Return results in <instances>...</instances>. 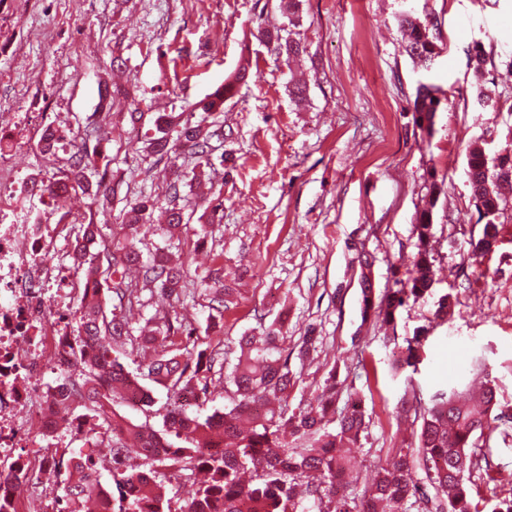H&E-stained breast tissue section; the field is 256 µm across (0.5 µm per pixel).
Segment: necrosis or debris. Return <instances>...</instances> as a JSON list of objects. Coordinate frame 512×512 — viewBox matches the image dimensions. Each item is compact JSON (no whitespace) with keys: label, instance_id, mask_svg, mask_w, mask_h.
Wrapping results in <instances>:
<instances>
[{"label":"necrosis or debris","instance_id":"obj_1","mask_svg":"<svg viewBox=\"0 0 512 512\" xmlns=\"http://www.w3.org/2000/svg\"><path fill=\"white\" fill-rule=\"evenodd\" d=\"M62 227L0 222V512H28L18 486H39L53 468L49 451L83 431L77 406L60 416L56 389L45 380L72 334L70 295L79 284L56 254ZM66 427H59V418Z\"/></svg>","mask_w":512,"mask_h":512}]
</instances>
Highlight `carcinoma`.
Wrapping results in <instances>:
<instances>
[{
  "instance_id": "obj_1",
  "label": "carcinoma",
  "mask_w": 512,
  "mask_h": 512,
  "mask_svg": "<svg viewBox=\"0 0 512 512\" xmlns=\"http://www.w3.org/2000/svg\"><path fill=\"white\" fill-rule=\"evenodd\" d=\"M398 22L406 53L421 67H429L441 53L437 21L405 12ZM262 35L281 55L290 57L301 49V41L290 30ZM471 61L477 104L495 106V91L484 80L480 46L473 48ZM244 77L241 73L224 82L198 114L157 117L158 135L147 139L149 153L159 161H175L166 201L151 194L136 196L110 241L96 224L69 222L68 238L78 245L73 250L77 274L87 291L77 299V336L68 358L71 372L58 404L81 405L91 431L112 425L109 455L112 486L117 491L112 512H481L471 492L477 462L470 448L491 424L512 423V408L501 403L497 387L490 382L472 396L441 392L427 403L413 391L404 393L399 415L419 428L412 430L406 447L373 465L361 488L352 489L345 476L354 462L344 449L356 444L367 428L361 403L353 400L336 411L340 390L332 374L313 402L288 411V398L299 386L290 359L315 347L313 329L291 347L279 319L265 326L259 336L239 337L236 362L225 378L230 404L222 412L207 415L203 406L224 340L193 336L185 318L176 314L155 320L148 334L133 335L127 312L144 289L157 290L175 304L188 297L200 298L206 301L213 321L221 318L234 298L235 289L224 280L223 265L216 262L202 275L189 274L192 255L208 243L216 220L212 216L207 223L192 227L176 201L187 185V175L199 179L205 175L204 168L211 166L212 140L224 133L209 118L223 109L224 99L234 95L237 82ZM441 103L432 87L419 85L413 108L426 129H432ZM97 155V149L82 145L67 168L40 186V193L64 203L71 192L92 188L95 196L108 199L110 188L104 179L90 181L97 171ZM181 157L192 165L191 172L176 164ZM467 166L475 205L486 219L474 248L487 254L498 243L495 220L508 206L497 186L512 182V154L493 161L474 145L469 148ZM444 185L434 180L428 186V206L415 217L416 260L406 278L395 281L396 288L376 293L367 273L371 263L362 264L363 319L373 316L389 324L407 300L416 301L431 290L433 209L444 194ZM161 208L166 223L155 225L151 217ZM158 229L165 232L164 246L143 256L138 243ZM455 306L453 294L441 296L434 319L448 320ZM136 338L154 347L147 376L170 394L160 430L115 409L107 412V406L117 401L143 407L152 404L146 387L114 355V347ZM424 340L419 334L408 339L393 369L417 368ZM188 391L194 395V411L182 404V395ZM156 448L165 449L164 454H155ZM133 450L142 458L135 468L128 464ZM65 469L62 512H85L87 504L96 502L102 475L84 473L81 455L67 460ZM199 472L205 480L196 486L190 501L173 505L164 481L189 479Z\"/></svg>"
}]
</instances>
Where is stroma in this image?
I'll list each match as a JSON object with an SVG mask.
<instances>
[{
    "label": "stroma",
    "instance_id": "obj_1",
    "mask_svg": "<svg viewBox=\"0 0 512 512\" xmlns=\"http://www.w3.org/2000/svg\"><path fill=\"white\" fill-rule=\"evenodd\" d=\"M282 2L0 0V125L12 132L7 155L23 178H49L68 166L86 130L106 131L98 172L116 185L115 197L105 208L83 194L66 205L108 230L126 198L165 195L171 179L169 160L147 155L138 134L154 135L158 114L194 109L247 68L217 118L224 137L205 175L211 190H181L189 224L224 207L214 244L195 264L206 268L219 255L236 279V302L220 323L226 353L277 318L295 339L316 326L315 349L291 362L300 383L288 404L313 398L331 374L342 394L359 397L369 421L356 452L363 476L408 436L396 418L405 390L427 400L490 379L512 403V208L497 219L496 251L474 253L483 223L467 176L469 145L491 158L512 150V0H301L305 51L290 63L259 38L287 25ZM408 8L438 22L442 52L426 69L398 29ZM477 44L500 100L494 110L472 96ZM298 80L307 86L301 103L288 92ZM422 83L449 99L429 132L412 109ZM133 112L142 115L135 126ZM46 125L66 134L52 154L36 146ZM434 178L448 194L433 213L432 290L398 308L393 325L363 321L360 257L373 258L376 291L406 278L415 214ZM448 292L458 304L439 325L435 301ZM419 329L426 340L417 370L393 371L392 350ZM472 454L489 469L476 489L492 512L512 494V435L482 436Z\"/></svg>",
    "mask_w": 512,
    "mask_h": 512
}]
</instances>
